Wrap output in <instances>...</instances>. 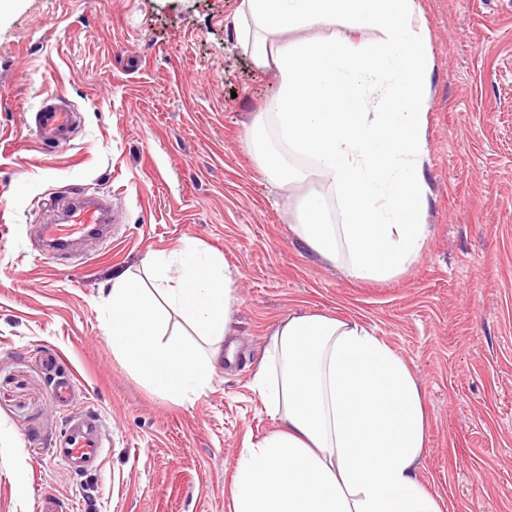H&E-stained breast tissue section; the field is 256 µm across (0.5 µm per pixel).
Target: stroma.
I'll use <instances>...</instances> for the list:
<instances>
[{"label": "stroma", "mask_w": 512, "mask_h": 512, "mask_svg": "<svg viewBox=\"0 0 512 512\" xmlns=\"http://www.w3.org/2000/svg\"><path fill=\"white\" fill-rule=\"evenodd\" d=\"M433 59L419 260L382 281L310 252L295 230L318 178L281 191L248 128L277 88L234 27L240 0H12L0 12V512H232L245 438L278 423L252 383L272 327L352 314L414 371L429 411L420 479L442 512H512V0H417ZM77 111L51 153L34 116ZM105 193L111 238L48 258L33 228L69 197ZM194 239L234 270L233 360L193 404L146 388L105 334L113 276ZM57 355L74 374L52 398ZM102 424L95 469L62 465L70 422Z\"/></svg>", "instance_id": "1"}]
</instances>
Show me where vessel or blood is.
Masks as SVG:
<instances>
[{"label":"vessel or blood","mask_w":512,"mask_h":512,"mask_svg":"<svg viewBox=\"0 0 512 512\" xmlns=\"http://www.w3.org/2000/svg\"><path fill=\"white\" fill-rule=\"evenodd\" d=\"M35 131L47 146L66 141L76 123V112L60 100L45 103L35 114ZM109 221L105 198L77 197L58 222L41 225V240L50 256H67L86 238L97 235ZM55 455L74 469L100 463L104 442L99 420L94 416L74 419L66 435L59 440Z\"/></svg>","instance_id":"vessel-or-blood-1"}]
</instances>
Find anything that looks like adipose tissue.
<instances>
[{"label":"adipose tissue","mask_w":512,"mask_h":512,"mask_svg":"<svg viewBox=\"0 0 512 512\" xmlns=\"http://www.w3.org/2000/svg\"><path fill=\"white\" fill-rule=\"evenodd\" d=\"M416 0H242L238 39L273 68L277 93L248 130L259 169L277 189L313 175L339 196L309 194L296 232L318 257L345 261L357 279L385 280L420 257L428 34ZM340 18L348 35L285 40V32ZM374 40L359 37L363 28ZM386 84L377 113L365 92ZM308 159L290 166L285 152ZM154 281L113 277L106 335L148 388L180 404L208 388L234 309L223 258L183 241L147 256ZM180 318L192 338L171 325ZM253 388L280 427L246 441L231 485L232 512H441L421 482L428 443L424 392L407 362L356 317L295 314L273 327Z\"/></svg>","instance_id":"obj_1"}]
</instances>
